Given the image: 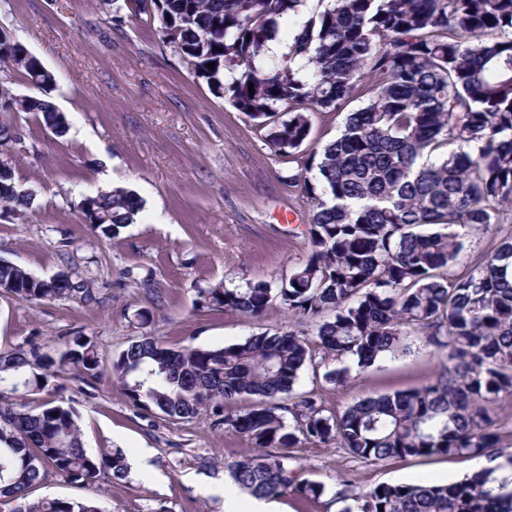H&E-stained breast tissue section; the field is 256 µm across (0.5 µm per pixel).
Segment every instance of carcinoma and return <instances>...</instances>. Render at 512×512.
I'll use <instances>...</instances> for the list:
<instances>
[{"mask_svg":"<svg viewBox=\"0 0 512 512\" xmlns=\"http://www.w3.org/2000/svg\"><path fill=\"white\" fill-rule=\"evenodd\" d=\"M113 18L158 23L160 43L194 77L245 113L273 153L293 164L310 249L273 289L213 288L202 306L259 319L273 304L306 330L267 329L243 343L171 348L143 334L110 374L137 409L171 420L212 411L258 454L224 464L254 498L295 495L311 508L322 486L290 465L296 449L343 448L368 464L465 454L489 465L460 481L370 488L343 512H512V0H102ZM288 53L264 60L280 24ZM214 67L209 68L207 64ZM40 90L16 95L12 74ZM56 77L0 31V112L69 130L50 92ZM254 93H249V88ZM360 100L336 137L311 141V116ZM0 120V147L22 143ZM32 195L0 168V203L23 214ZM109 238L137 223L142 201L115 187L79 206ZM491 236L463 255L457 229ZM0 286L32 304L95 301L78 271L50 278L0 263ZM415 336L442 371L408 392L369 396L337 414L313 394L284 402L308 370L332 385L410 349ZM339 363L336 368L330 362ZM69 374L104 377L96 345L64 336L56 356L0 346V502L12 512H102L87 499L34 498L52 477L82 486L122 480L121 448L85 449L73 411L53 398ZM248 397L251 408L224 414ZM290 414L292 422L285 421Z\"/></svg>","mask_w":512,"mask_h":512,"instance_id":"obj_1","label":"carcinoma"}]
</instances>
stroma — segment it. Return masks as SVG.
Segmentation results:
<instances>
[{
  "label": "stroma",
  "mask_w": 512,
  "mask_h": 512,
  "mask_svg": "<svg viewBox=\"0 0 512 512\" xmlns=\"http://www.w3.org/2000/svg\"><path fill=\"white\" fill-rule=\"evenodd\" d=\"M0 27L54 73L52 96L69 121L59 138L41 120L17 115L24 140L8 160L35 196L22 217L0 203V259L44 278L77 270L96 297L36 306L0 295V343L34 341L52 355L60 337L81 335L110 361L142 334L210 349L287 326L276 304L258 320L202 307L206 291L222 285H278L309 250L275 218L288 208L297 224L305 222L287 160L253 132L251 120L189 73L149 23H116L100 0H0ZM118 185L133 189L143 210L109 240L83 224L78 205ZM440 367L416 342L344 385L317 383L304 372L294 390L318 389L325 409L336 413L367 396L420 387ZM59 384L88 451L146 454L152 474L90 489L55 477L37 496L92 498L106 512H225L224 465L254 455L248 441L202 416L146 415L108 379L94 388L66 376ZM296 455L304 477L323 487L310 512H341L336 494L345 484L356 495L418 477L448 483L484 465L465 455L365 464L319 447Z\"/></svg>",
  "instance_id": "stroma-1"
}]
</instances>
